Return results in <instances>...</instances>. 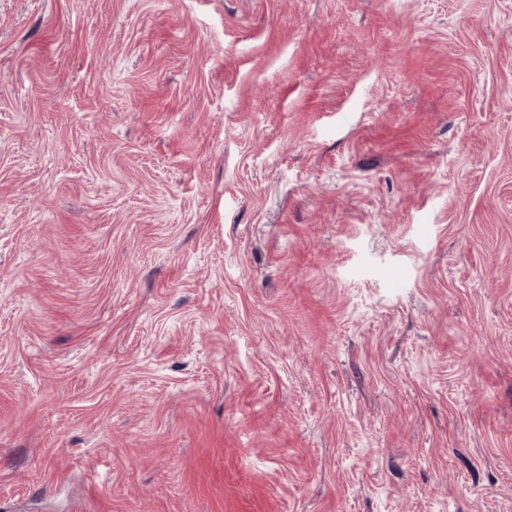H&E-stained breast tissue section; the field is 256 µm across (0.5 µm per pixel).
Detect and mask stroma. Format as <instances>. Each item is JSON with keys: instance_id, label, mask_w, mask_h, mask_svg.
I'll return each mask as SVG.
<instances>
[{"instance_id": "1", "label": "stroma", "mask_w": 512, "mask_h": 512, "mask_svg": "<svg viewBox=\"0 0 512 512\" xmlns=\"http://www.w3.org/2000/svg\"><path fill=\"white\" fill-rule=\"evenodd\" d=\"M0 512H512V0H0Z\"/></svg>"}]
</instances>
